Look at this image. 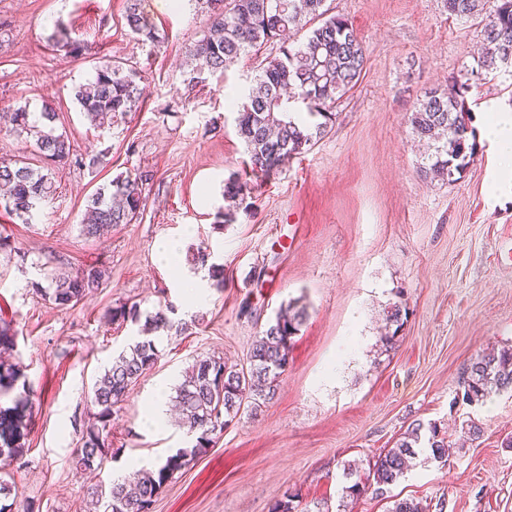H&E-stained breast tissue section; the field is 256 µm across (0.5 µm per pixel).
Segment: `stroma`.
<instances>
[{
    "instance_id": "35a3bbf8",
    "label": "stroma",
    "mask_w": 512,
    "mask_h": 512,
    "mask_svg": "<svg viewBox=\"0 0 512 512\" xmlns=\"http://www.w3.org/2000/svg\"><path fill=\"white\" fill-rule=\"evenodd\" d=\"M143 0L159 30L142 44L125 26V0H0V113L51 106L55 126L95 167L60 168L56 192L32 223L0 211V317L13 320V356L29 388L27 433L8 468L12 512H89L87 490L137 464L160 466L190 449L176 416L154 422L157 392L174 396L194 358L235 362L280 307L307 318L294 337L275 398L244 414L213 447L160 490L152 512H269L297 492L309 512L337 508L343 464H367L393 447L412 422L437 424L453 447L445 462L420 449L390 499L369 495L351 512H387L391 498L430 512H512V391L485 404L462 400L472 358L512 344V191L497 189L501 158L488 142L453 184L418 176L419 144L408 122L426 91L474 64L477 21L449 16L445 0H328L348 18L366 52L356 87L335 108L328 134L268 178H252L248 205L220 224L224 183L244 175L248 153L227 92L247 88L273 41L241 56L223 75L189 86L186 52L207 13L197 0ZM93 43L79 59L56 50L58 28ZM121 61L146 78L136 112L105 129L91 126L72 89L98 58ZM512 107V74L483 76L468 95L473 118L490 103ZM149 172L143 210L106 238L83 235L87 197L119 175ZM179 241V264L161 262L157 241ZM208 245L224 286L191 255ZM103 274L98 291L61 309L32 288L47 274ZM200 282L201 296L185 286ZM406 302L395 347L381 351L383 319ZM124 302L142 314L160 304L191 334L161 336L157 365L133 383L112 416L118 448L97 474L72 469L97 375L138 334L113 323ZM480 433H465L467 424Z\"/></svg>"
}]
</instances>
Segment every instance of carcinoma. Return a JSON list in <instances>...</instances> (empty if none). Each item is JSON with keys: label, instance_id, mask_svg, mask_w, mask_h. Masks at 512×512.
<instances>
[{"label": "carcinoma", "instance_id": "cac0c4a2", "mask_svg": "<svg viewBox=\"0 0 512 512\" xmlns=\"http://www.w3.org/2000/svg\"><path fill=\"white\" fill-rule=\"evenodd\" d=\"M493 7L486 8L488 3ZM210 15L203 37L189 48L187 65L190 82L198 84L204 77L223 72L250 50H258L273 40H281L302 30L308 34L302 46L288 50L281 57L265 60L254 77L236 118L237 135L245 143L249 166L257 174L269 177L293 157L307 151L323 138L332 123L331 109L353 90L363 72L366 56L352 23L339 15L329 14L326 0H205ZM448 14L458 19H481L482 51L469 77L462 82L453 77L448 89H431L409 115L412 133L428 143L430 152L418 164L426 178L456 182L463 177L477 152L470 131L471 109L465 94L470 81L485 73L512 66V0H445ZM125 25L143 42L159 41L156 28L140 9V0H126ZM56 47L73 58L91 51L84 42L73 39L59 28L52 36ZM144 76L133 67L103 59L95 66L92 79L73 88L74 99L93 121L107 119L114 123L138 108L143 95ZM310 117L321 116L324 122L311 125L300 109ZM31 113L20 107L9 115L12 129L35 138L39 153L55 163L93 167L99 159L84 158L73 152L70 140L56 133L52 126L55 111L44 107L37 125ZM143 175L118 176L98 188L87 198V218L81 224L89 238H101L117 224L137 221L141 208ZM54 193L51 171L35 169L20 160H0V208L25 222ZM250 187L238 177L224 184V201L231 207L219 212L222 222L231 220L234 209L242 206ZM211 253L198 250L192 263L209 267L217 288L224 287V266L209 263ZM102 285V275L89 269L75 276L59 274L47 286L33 283L35 291L59 308L73 306L94 294ZM169 305L141 317L140 304H122L112 309L110 320L137 323L145 319L147 335L128 345L112 360L110 367L95 378L91 406L93 421L86 426L80 447L73 449L74 470L102 469L108 457L120 449L105 446L110 432L114 407L126 396L129 386L151 369L160 358L153 332L187 333L192 325L173 321ZM409 317L407 306L395 303L387 311V324L394 327L385 337L392 347L396 335ZM306 318L303 308L292 306L279 313L253 343L243 365L228 364L219 356L199 357L175 387V406L181 425L192 436L191 451L178 450L166 457L158 469L140 471L133 480L96 486L90 492L92 512H143L154 505L163 485L189 465L190 458L206 452L224 429L240 420L242 411H256L272 400L280 377L288 368V351L293 337ZM16 332L11 322L0 319V350L14 347ZM21 377L20 369L0 362V398L8 396ZM463 399L471 404L484 403L492 394L512 390V345L477 355L463 377ZM29 397L18 398L14 406L0 408V473L22 451L18 441L27 429L26 409ZM428 429L427 444L432 458L448 457V441L437 426L412 423L394 447L379 454L369 468L370 480L354 481L344 487L345 498L352 501L369 492L387 498L390 486L397 483L409 468ZM270 512H305L299 495L286 491L277 497ZM388 512H429V505L413 499L393 501Z\"/></svg>", "mask_w": 512, "mask_h": 512}]
</instances>
